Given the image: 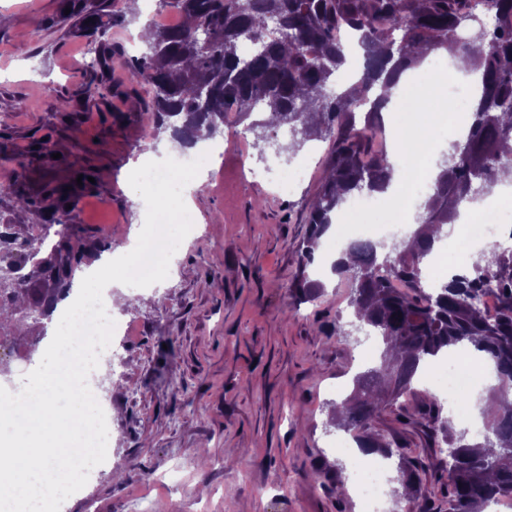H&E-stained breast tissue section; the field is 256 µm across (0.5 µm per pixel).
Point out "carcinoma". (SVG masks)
Wrapping results in <instances>:
<instances>
[{"label":"carcinoma","mask_w":512,"mask_h":512,"mask_svg":"<svg viewBox=\"0 0 512 512\" xmlns=\"http://www.w3.org/2000/svg\"><path fill=\"white\" fill-rule=\"evenodd\" d=\"M160 7L182 17L177 28L151 27L147 51L132 62L131 76L146 84L152 106L140 114L143 126L184 147L212 139L226 118L240 119L271 112L251 123L252 149L263 155L271 147L287 149L277 139L286 126L289 144L299 151L311 140L333 141L323 178L308 213L309 235L301 251L302 269L315 262L319 239L332 224V215L354 193H382L390 184L392 164L375 145L372 131L379 126L382 102L358 122L357 111L367 94L382 82L386 86L414 67L419 50L445 48L470 58L481 73L482 93L471 115L465 140L450 145L448 157L438 163L432 192L419 207L418 228L410 238L367 246H348L351 261L332 265V272L350 285L348 306L360 323L379 331L387 351L378 366L355 376L351 394L332 406L336 421L361 448H373L388 457L392 445L373 433V422L387 402L382 384L391 394L416 393L412 382L423 362L450 346L470 345L489 358L499 387L481 399L480 413L489 432L484 442L469 443L448 420L431 407L441 440L454 449L451 465L432 462L445 478L448 512H483L503 499H512V406L501 390L512 385V250L488 244L472 271L452 275L435 292L425 290L423 262L442 240L443 227L457 223L466 204L480 203L498 184H512V0H159ZM496 12L497 25L483 34L461 36L478 3ZM205 28L209 47L196 35ZM85 29L98 40L91 49V66L112 68L107 29L93 20ZM347 29L358 38L365 64L359 80L345 92L329 85L345 63L344 43L338 33ZM261 41V50L248 58L238 53L244 41ZM53 245L66 251L65 262L50 268L55 292L39 300L40 314L48 316L70 291L82 250L67 234L58 233ZM5 248L22 249L37 259L40 248L21 242L8 229L0 230ZM26 274L0 290L8 295L0 309L20 318ZM498 293L497 307L487 311L483 297L489 285ZM325 285L302 275L292 288L297 309L318 300ZM397 482L409 495L408 512H430L417 495L418 468H399Z\"/></svg>","instance_id":"obj_1"}]
</instances>
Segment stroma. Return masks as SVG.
I'll use <instances>...</instances> for the list:
<instances>
[{
  "label": "stroma",
  "mask_w": 512,
  "mask_h": 512,
  "mask_svg": "<svg viewBox=\"0 0 512 512\" xmlns=\"http://www.w3.org/2000/svg\"><path fill=\"white\" fill-rule=\"evenodd\" d=\"M106 24L113 52L130 60L146 50L137 37L145 16L126 14L124 0H83ZM61 0H0L11 23L0 27V225L39 237L46 225L92 243L90 269L121 245L143 210L128 183L132 164L146 156H179L168 134L153 137L137 115L147 87L120 72L90 65L82 16H60ZM224 153L208 162L195 195L200 223L182 241L175 269L152 303L139 304L126 287L112 290V318L131 324L120 346L121 367L99 364L96 388L111 418L109 468L71 495L63 512H362L354 495L336 493L338 465L349 453L331 447L345 438L331 423V402L353 388L355 375L375 365L377 333L354 342L319 333L352 322L348 285L327 278L317 303L291 316L289 290L300 274L308 204L321 178L328 144L308 142L291 163L267 151L271 171L252 175L250 146L232 127ZM309 163L293 193L278 189L287 165ZM86 182H78V175ZM71 184L72 198H50ZM32 199L21 207L18 196ZM53 319L28 320L4 356L0 387L25 374L49 345ZM398 398L374 421V431L398 447L402 461L428 462L437 447L433 424L404 425Z\"/></svg>",
  "instance_id": "stroma-1"
}]
</instances>
